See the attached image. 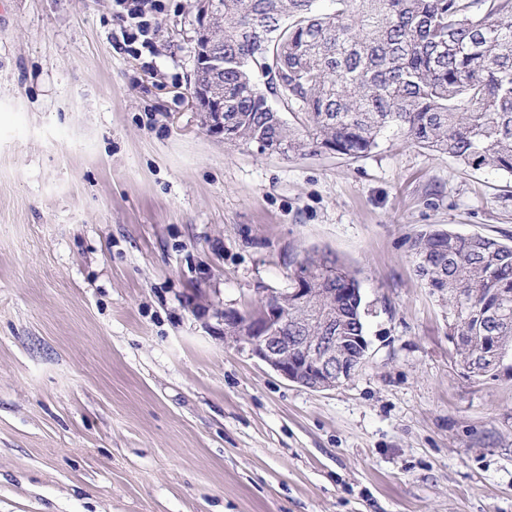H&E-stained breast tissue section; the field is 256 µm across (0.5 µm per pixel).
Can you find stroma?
Returning <instances> with one entry per match:
<instances>
[{"label": "stroma", "mask_w": 512, "mask_h": 512, "mask_svg": "<svg viewBox=\"0 0 512 512\" xmlns=\"http://www.w3.org/2000/svg\"><path fill=\"white\" fill-rule=\"evenodd\" d=\"M195 4L124 51L113 0H0V512H512V372L463 373L411 251L430 224L512 241V176L392 132L356 160L225 144ZM304 252L362 286L333 390L218 317Z\"/></svg>", "instance_id": "stroma-1"}]
</instances>
